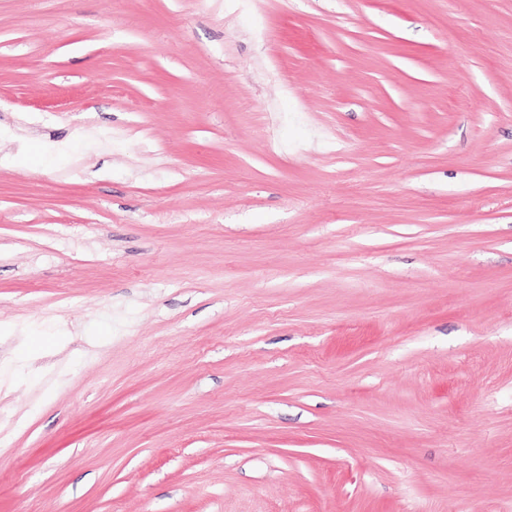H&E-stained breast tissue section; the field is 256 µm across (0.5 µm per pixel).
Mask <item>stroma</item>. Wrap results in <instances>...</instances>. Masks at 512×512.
Instances as JSON below:
<instances>
[{"instance_id": "obj_1", "label": "stroma", "mask_w": 512, "mask_h": 512, "mask_svg": "<svg viewBox=\"0 0 512 512\" xmlns=\"http://www.w3.org/2000/svg\"><path fill=\"white\" fill-rule=\"evenodd\" d=\"M0 512H512V0H0Z\"/></svg>"}]
</instances>
